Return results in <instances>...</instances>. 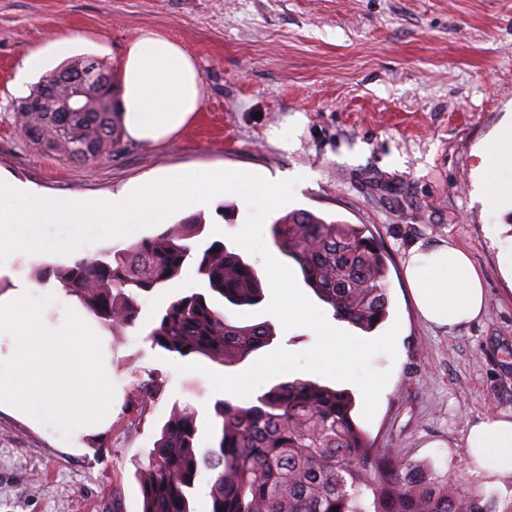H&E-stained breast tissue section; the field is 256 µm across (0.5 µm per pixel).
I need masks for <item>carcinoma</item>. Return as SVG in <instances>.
Returning <instances> with one entry per match:
<instances>
[{
  "instance_id": "cac0c4a2",
  "label": "carcinoma",
  "mask_w": 512,
  "mask_h": 512,
  "mask_svg": "<svg viewBox=\"0 0 512 512\" xmlns=\"http://www.w3.org/2000/svg\"><path fill=\"white\" fill-rule=\"evenodd\" d=\"M89 63L108 70L92 56L75 59L17 101L16 122L35 149L90 162L120 147L113 82L90 89L84 112L32 107L49 89L68 95L59 74ZM202 232L193 221L173 224L123 250L40 269L36 280L77 297L112 331L134 326L140 295L166 287L190 262L202 289L172 300L146 341L181 358L234 366L270 345L275 331L267 321L242 325L217 307L224 300L255 306L263 284L255 267L224 242L199 240ZM271 237L335 317L365 332L386 320L387 257L366 225L296 209L274 221ZM354 407L345 390L301 379L281 382L248 406L216 402L214 442L206 448L198 447L197 413L177 409L149 456L143 512H193L192 490L204 470L213 474L211 512H495L492 501L458 488L448 475L391 448L369 446Z\"/></svg>"
}]
</instances>
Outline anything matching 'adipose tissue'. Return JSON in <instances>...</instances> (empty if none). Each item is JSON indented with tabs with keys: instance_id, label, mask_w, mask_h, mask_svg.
<instances>
[{
	"instance_id": "obj_1",
	"label": "adipose tissue",
	"mask_w": 512,
	"mask_h": 512,
	"mask_svg": "<svg viewBox=\"0 0 512 512\" xmlns=\"http://www.w3.org/2000/svg\"><path fill=\"white\" fill-rule=\"evenodd\" d=\"M73 38L57 35L28 55L15 79L25 95L31 76L49 61H62L75 50ZM117 106L130 140L160 146L178 135L201 106V80L192 56L169 38L145 32L125 47L117 71ZM489 164L479 176L480 189L493 199L512 197V122L503 124L485 147ZM416 310L427 323L456 332L479 319L486 308L483 277L469 254L450 243L416 245L404 267ZM468 463L487 478L512 474V413L473 423L465 437Z\"/></svg>"
}]
</instances>
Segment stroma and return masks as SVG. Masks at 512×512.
I'll use <instances>...</instances> for the list:
<instances>
[{
    "label": "stroma",
    "instance_id": "stroma-1",
    "mask_svg": "<svg viewBox=\"0 0 512 512\" xmlns=\"http://www.w3.org/2000/svg\"><path fill=\"white\" fill-rule=\"evenodd\" d=\"M152 31L182 45L202 81L194 121L161 147L122 139L110 158L73 163L33 149L16 129L12 90L22 61L54 35L76 56L119 66L128 41ZM512 120V0H0V169L56 194L97 196L173 165H221L308 179L288 203L370 225L391 257L389 317L397 356L376 355L388 388L372 420L355 413L374 447L449 474L462 489L512 512V475L467 466L469 424L512 412V279L499 252L512 245V203H482L483 149ZM248 216L238 195L173 213L234 234ZM467 251L487 292L485 314L453 334L419 316L403 260L417 243ZM185 265L139 300L135 326L112 332V422L70 441L0 409V512H142L140 476L177 406L197 413L213 442L221 394L207 374L178 372L143 329L175 297L198 290ZM157 375L156 398L138 399Z\"/></svg>",
    "mask_w": 512,
    "mask_h": 512
}]
</instances>
